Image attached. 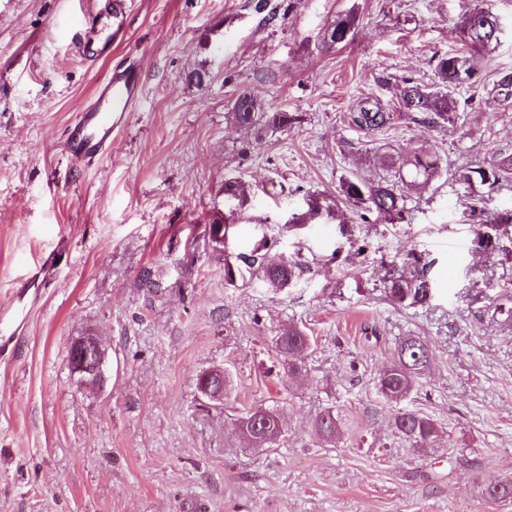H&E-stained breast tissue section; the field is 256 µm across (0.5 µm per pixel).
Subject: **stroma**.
Instances as JSON below:
<instances>
[{
	"label": "stroma",
	"mask_w": 512,
	"mask_h": 512,
	"mask_svg": "<svg viewBox=\"0 0 512 512\" xmlns=\"http://www.w3.org/2000/svg\"><path fill=\"white\" fill-rule=\"evenodd\" d=\"M99 4L0 0V307L68 246L0 358V512H512L479 490L512 477V226L479 252L457 204L461 170L512 154V102L487 96L512 73V0H269L272 18L255 0H132L127 40L92 63L75 46ZM477 5L501 34L477 55L464 127L414 120L399 109L403 79L433 85L438 59L467 51ZM347 12L354 39L324 46ZM120 62L139 65L143 98L107 156L72 165L64 131ZM244 92L303 123L252 140L227 118ZM367 95L397 113L391 127L352 124ZM404 152L447 171L409 192L405 221L362 216L341 179H393L382 159ZM228 179L248 197L219 244L210 222ZM312 195L336 218L288 229ZM263 238L300 258V278L281 292L255 271L227 284L225 260ZM412 253L430 294L415 305L386 291ZM291 323L313 339L298 375L275 350ZM88 333L111 362L100 390L69 371L68 348ZM409 336L432 361L395 406L375 382ZM218 368L231 386L208 404L197 379ZM260 405L283 410L285 433L252 448L239 419ZM398 407L438 423L434 447L396 437ZM327 408L348 422L332 446L312 429Z\"/></svg>",
	"instance_id": "obj_1"
}]
</instances>
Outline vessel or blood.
<instances>
[{
	"label": "vessel or blood",
	"instance_id": "1",
	"mask_svg": "<svg viewBox=\"0 0 512 512\" xmlns=\"http://www.w3.org/2000/svg\"><path fill=\"white\" fill-rule=\"evenodd\" d=\"M130 0H104L103 8L86 20L91 38L80 46L85 59L95 61L109 56L113 45L129 34ZM142 98L140 70L130 64L116 66L107 80L100 82L76 119L64 132L63 150L69 162L76 165L93 163L112 148L114 137L125 127L130 112ZM58 261L49 256L32 268L8 307L0 309V357L12 354V346L20 327L30 313V295L42 286Z\"/></svg>",
	"mask_w": 512,
	"mask_h": 512
}]
</instances>
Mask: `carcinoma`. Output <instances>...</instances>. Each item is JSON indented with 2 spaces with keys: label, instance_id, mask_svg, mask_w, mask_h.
<instances>
[{
  "label": "carcinoma",
  "instance_id": "cac0c4a2",
  "mask_svg": "<svg viewBox=\"0 0 512 512\" xmlns=\"http://www.w3.org/2000/svg\"><path fill=\"white\" fill-rule=\"evenodd\" d=\"M463 35L471 46L479 50L497 40L499 34L496 15L487 8H474L466 16L462 29ZM356 35V19L351 14H340L325 29L324 43L333 47L349 43ZM437 81L431 86L415 82L410 78L403 80L400 99L405 110L420 113L423 123L453 131L461 129V113L456 94L463 88H472L478 82L477 61L473 55H449L440 59L436 65ZM492 93L502 102L512 100V73L503 75L493 84ZM241 97L247 99L254 112H243L237 104H232L228 119L237 127L258 136L267 129H281L301 122L297 112H267L261 100L250 92ZM395 120L394 113L387 112L378 100L366 96L362 98L353 112L352 122L361 130L375 131L388 128ZM397 166V179L377 182L347 177L342 181L343 196L364 207L369 213L376 214L382 221H395L403 218L406 212L407 195L405 190H424L441 176V159L430 155H405L390 160ZM465 183L472 188L465 201L469 214L481 216L478 239L480 247L487 252L496 248L504 228L512 224V210L489 212L481 203L484 197L497 192L503 183L512 180V156L499 157L491 154L490 160L467 170L462 175ZM224 197L228 200L244 202L247 198L245 184L236 180L224 182ZM332 215L330 206L323 204V198L312 196L308 200V211L299 220L290 223H309L322 213ZM273 245L266 239L260 240L252 255L244 258V263L257 267L262 272L268 288L280 292L298 279L303 272L302 264L282 255L272 253ZM388 294L396 301H405L414 305L429 298V287L420 276L400 277L391 281ZM276 349L288 365V371L296 373L306 367L311 349V338L297 325H288L282 329L276 339ZM432 352L429 344L419 338H407L397 347L393 363L380 370L377 376L378 392L388 402L398 403L405 400L413 391L417 379L430 366ZM259 418L261 435L257 446L271 445L281 437L284 428L283 412L263 407L252 408L241 418L242 430L251 433L250 423ZM345 419L341 414L328 409L317 415L312 428L316 436L325 443L336 442L344 435ZM391 426L395 433L414 448H431L438 437L437 423L422 413L399 408L391 417ZM482 494L492 501L512 500V478L488 479L481 487Z\"/></svg>",
  "mask_w": 512,
  "mask_h": 512
}]
</instances>
